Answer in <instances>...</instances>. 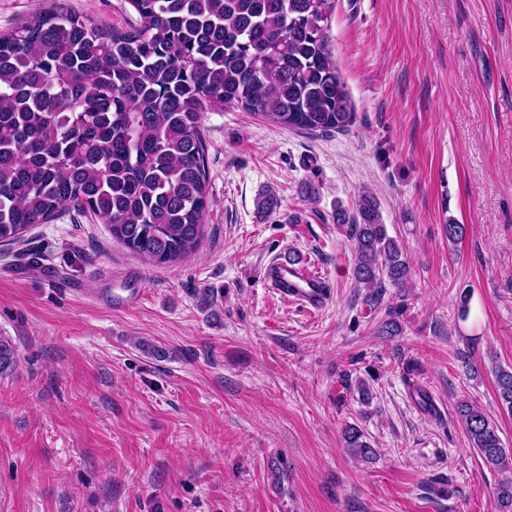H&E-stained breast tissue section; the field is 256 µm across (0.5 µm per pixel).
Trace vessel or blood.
I'll use <instances>...</instances> for the list:
<instances>
[{"mask_svg":"<svg viewBox=\"0 0 512 512\" xmlns=\"http://www.w3.org/2000/svg\"><path fill=\"white\" fill-rule=\"evenodd\" d=\"M267 287L303 308L315 312L327 301L325 282L309 266L301 263H273L263 275Z\"/></svg>","mask_w":512,"mask_h":512,"instance_id":"vessel-or-blood-1","label":"vessel or blood"}]
</instances>
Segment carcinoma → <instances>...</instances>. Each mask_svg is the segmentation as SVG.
Segmentation results:
<instances>
[{
    "instance_id": "1",
    "label": "carcinoma",
    "mask_w": 512,
    "mask_h": 512,
    "mask_svg": "<svg viewBox=\"0 0 512 512\" xmlns=\"http://www.w3.org/2000/svg\"><path fill=\"white\" fill-rule=\"evenodd\" d=\"M137 18L103 29L61 8L0 35V243L74 203L140 257L173 266L197 252L210 206L204 112L226 105L291 129L347 130L355 112L328 46L335 0H129ZM350 225L354 275L380 301L405 286L403 244L363 194ZM16 363L0 339V374ZM512 414V370H495ZM457 414L474 451L512 471V450L475 403ZM348 447L372 453L349 425ZM497 503L512 508V477Z\"/></svg>"
}]
</instances>
